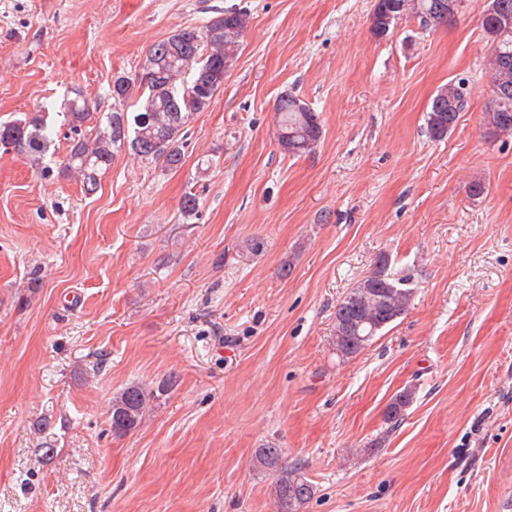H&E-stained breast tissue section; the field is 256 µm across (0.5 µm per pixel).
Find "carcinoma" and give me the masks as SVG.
<instances>
[{"label":"carcinoma","instance_id":"cac0c4a2","mask_svg":"<svg viewBox=\"0 0 512 512\" xmlns=\"http://www.w3.org/2000/svg\"><path fill=\"white\" fill-rule=\"evenodd\" d=\"M481 26L491 39L487 69L492 71L494 83L512 85V23L504 27L493 18L483 17ZM246 28L247 14L230 7L201 28H184L154 43L141 73L114 81L112 111L97 118L81 92L72 91L65 101L64 117L75 137L60 163L62 172L78 174L84 189L91 192L115 153L123 149L146 165L178 171L184 162L186 127L224 86V61L234 57ZM135 93L141 99L140 111L129 113L126 105ZM467 106V98L448 86L443 107L427 112L431 137L446 138ZM275 110L279 132L287 136L283 149L293 156L311 152L322 135L317 113L288 93L278 99ZM90 122V133H82V127ZM483 123L490 138L512 132V91L492 94L483 112ZM52 135L37 115L22 125L0 126V142L31 154L41 153ZM409 301V289L400 287V282L391 277L388 259L381 257L374 270L336 305L335 325L342 327V334L332 336L336 355L345 361L359 354L382 331L378 321H395L407 311ZM176 383L177 376L171 374L155 387L130 383L117 392L112 397V432L121 436L136 431L153 401ZM411 401L409 391L396 395L388 405L387 420L398 422ZM255 463L272 476L277 512H303L315 494L314 485L300 469L288 466L283 450L260 448Z\"/></svg>","mask_w":512,"mask_h":512}]
</instances>
